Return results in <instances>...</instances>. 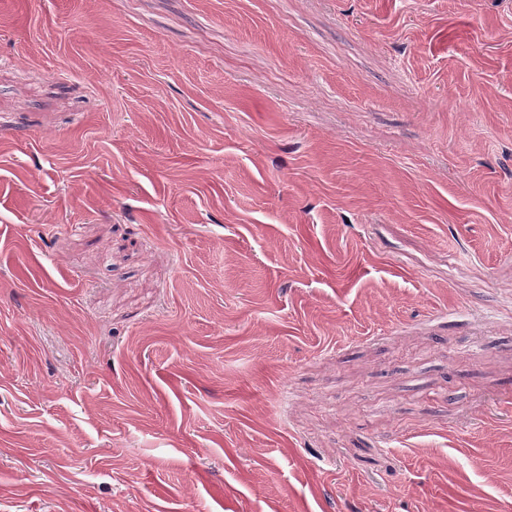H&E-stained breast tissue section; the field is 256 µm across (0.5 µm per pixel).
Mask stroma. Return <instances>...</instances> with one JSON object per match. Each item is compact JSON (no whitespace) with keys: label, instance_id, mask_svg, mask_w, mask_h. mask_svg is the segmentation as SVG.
Masks as SVG:
<instances>
[{"label":"stroma","instance_id":"1","mask_svg":"<svg viewBox=\"0 0 512 512\" xmlns=\"http://www.w3.org/2000/svg\"><path fill=\"white\" fill-rule=\"evenodd\" d=\"M0 512H512V0H0Z\"/></svg>","mask_w":512,"mask_h":512}]
</instances>
